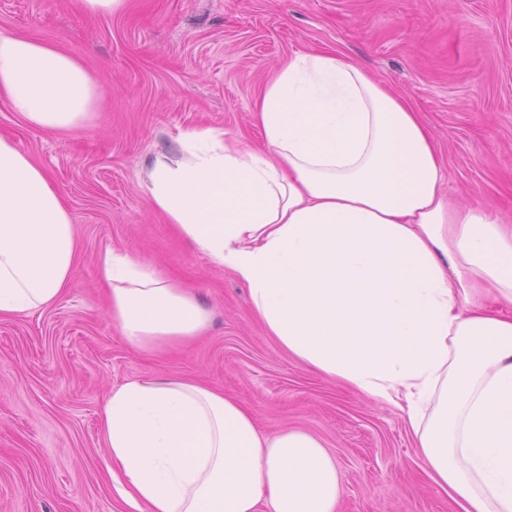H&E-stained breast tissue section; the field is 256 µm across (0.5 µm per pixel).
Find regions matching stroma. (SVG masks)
<instances>
[{"label": "stroma", "instance_id": "35a3bbf8", "mask_svg": "<svg viewBox=\"0 0 512 512\" xmlns=\"http://www.w3.org/2000/svg\"><path fill=\"white\" fill-rule=\"evenodd\" d=\"M0 30L58 45L103 85L94 124L31 127L0 98V135L44 167L79 244L51 307L0 318V512H129L106 470L101 406L115 386L199 379L251 411L261 431L321 438L341 476L340 512H453L422 471L398 411L309 368L254 318L248 291L151 205L157 154L187 130L261 142L255 103L296 51L335 50L405 97L440 149L455 205L512 216V0H0ZM126 250L185 285L208 331L133 352L113 325L97 259Z\"/></svg>", "mask_w": 512, "mask_h": 512}]
</instances>
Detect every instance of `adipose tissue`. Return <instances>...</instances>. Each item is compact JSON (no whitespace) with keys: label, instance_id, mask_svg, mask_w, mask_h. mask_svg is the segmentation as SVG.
<instances>
[{"label":"adipose tissue","instance_id":"ef3b65f1","mask_svg":"<svg viewBox=\"0 0 512 512\" xmlns=\"http://www.w3.org/2000/svg\"><path fill=\"white\" fill-rule=\"evenodd\" d=\"M0 97L29 125H91L103 89L75 56L0 31ZM264 145L209 129L158 155L146 192L195 250L245 284L268 335L302 363L400 410L456 512H512V222L453 206L418 112L333 50L297 51L256 101ZM78 259L49 173L0 136V317L54 304ZM98 274L135 351L203 335L211 312L129 253ZM131 512H339L323 442L262 434L223 390L144 378L101 409Z\"/></svg>","mask_w":512,"mask_h":512}]
</instances>
